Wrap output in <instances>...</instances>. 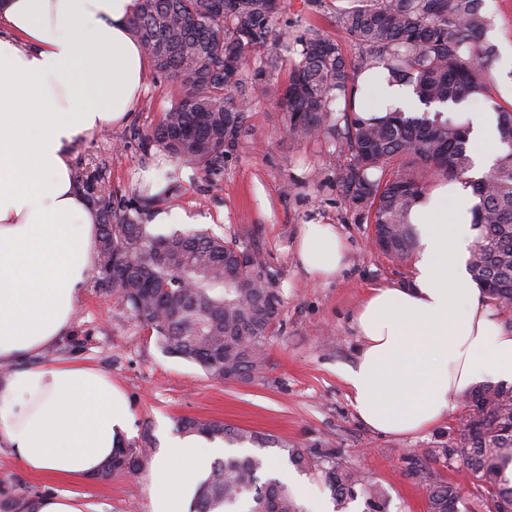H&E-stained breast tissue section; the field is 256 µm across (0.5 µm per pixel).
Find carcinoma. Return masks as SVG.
I'll return each mask as SVG.
<instances>
[{"mask_svg": "<svg viewBox=\"0 0 512 512\" xmlns=\"http://www.w3.org/2000/svg\"><path fill=\"white\" fill-rule=\"evenodd\" d=\"M275 0H225L224 13L209 0H152L130 25L154 70L176 80L183 93L141 144L201 166L213 175L246 132L245 104L266 69L291 55L280 90L291 136L322 135L345 162L336 188L386 237L384 254L400 262L419 250L413 206L430 184L464 176L472 165L469 124L442 105L491 95L497 48L486 39L492 22L484 0H358L336 13V26L361 50L346 60L331 38L313 31L290 43L273 30ZM274 47L253 76L250 57ZM383 63L389 77L412 84L425 109L362 118L353 108L358 73ZM498 133L508 149L473 184L476 241L470 268L489 301L512 321V112L499 106ZM82 188L99 211L97 284L151 331L161 351L189 360L222 380L251 381L263 372L267 344L281 302L278 274L240 238L203 230L153 234L139 207L115 204L93 174ZM462 421L448 440L428 451L448 469H463L489 512H512V386L482 384L465 395ZM179 428L230 446L278 448L299 472H314L336 503V512L364 503L363 512H391L389 492L339 460L319 443L288 444L269 434L223 422L185 418ZM142 450L128 442L113 450L102 477L133 475ZM269 458L258 453L215 460L198 484L191 512H301L295 495L277 477H262ZM407 475L427 490L426 512H456L461 488L440 478L418 456ZM25 489H0V512H35Z\"/></svg>", "mask_w": 512, "mask_h": 512, "instance_id": "carcinoma-1", "label": "carcinoma"}]
</instances>
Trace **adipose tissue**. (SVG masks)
Returning <instances> with one entry per match:
<instances>
[{
  "mask_svg": "<svg viewBox=\"0 0 512 512\" xmlns=\"http://www.w3.org/2000/svg\"><path fill=\"white\" fill-rule=\"evenodd\" d=\"M139 0H0V447L32 475L81 480L126 441L133 416L111 378L77 361L28 359L67 336L95 263L99 216L71 163L78 138L136 108L147 57L130 20ZM382 111L412 110L411 85L383 65L356 78ZM474 166L435 186L411 212L422 250L409 286L370 289L357 316L364 341L341 372L360 420L413 435L442 421L449 396L489 377L512 384V330L467 262L478 202L472 183L502 152L493 111L468 113ZM347 248L331 224L302 225L303 269L329 278ZM222 443L189 434L154 458L151 512H189Z\"/></svg>",
  "mask_w": 512,
  "mask_h": 512,
  "instance_id": "obj_1",
  "label": "adipose tissue"
}]
</instances>
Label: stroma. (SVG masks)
<instances>
[{"instance_id": "stroma-1", "label": "stroma", "mask_w": 512, "mask_h": 512, "mask_svg": "<svg viewBox=\"0 0 512 512\" xmlns=\"http://www.w3.org/2000/svg\"><path fill=\"white\" fill-rule=\"evenodd\" d=\"M353 0H281L275 29L285 38L320 29L336 40L347 58L359 51L336 26L339 8ZM288 68L268 72L266 92L248 105L247 129L219 175L153 148L139 136L154 126L182 93L180 85L149 71L138 109L121 126L78 139L76 178L100 171L115 199L132 205L141 197V173L155 168L174 188L166 213L209 217L208 230L227 239L246 234L280 279V314L267 345V365L248 382L218 381L196 364L164 355L154 336L124 307L88 279L72 333L38 363L75 360L108 374L126 396L134 422L130 441L145 443L154 457L180 436L184 418L219 421L277 436L289 443H321L343 462L386 488L392 512H426V489L408 477L403 458L424 454L456 424L463 399L451 397L452 411L439 424L413 436L382 435L358 419L341 370L353 363L361 340L354 317L368 288L404 285L412 262H399L372 248V227L336 191L340 158L315 135L291 137L278 100ZM336 225L348 245L347 266L328 279L306 272L296 255L302 224ZM16 486L40 494L70 492L93 512H150L146 473L106 481H59L30 475L8 452H0V488Z\"/></svg>"}]
</instances>
